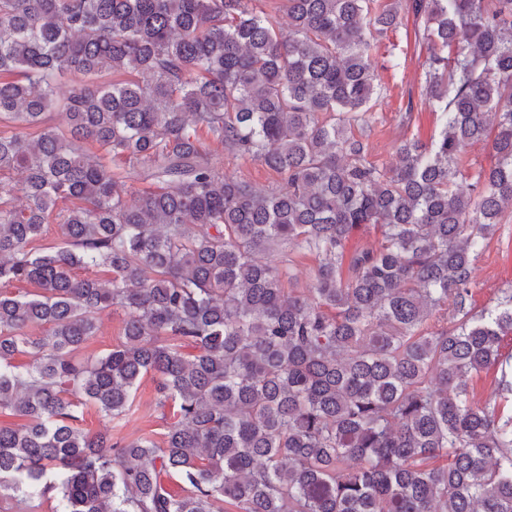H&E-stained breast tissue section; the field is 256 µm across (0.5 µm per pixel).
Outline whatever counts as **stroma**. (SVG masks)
Wrapping results in <instances>:
<instances>
[{
  "label": "stroma",
  "instance_id": "35a3bbf8",
  "mask_svg": "<svg viewBox=\"0 0 512 512\" xmlns=\"http://www.w3.org/2000/svg\"><path fill=\"white\" fill-rule=\"evenodd\" d=\"M373 55L381 67L380 95L368 114L367 125L355 128L354 133L367 142L369 160L388 169L395 162V146L403 135L430 142L439 131V119L433 105L420 95L421 64L427 48L415 38L412 16H404L398 28L377 39ZM396 57L405 59V67L388 68V60ZM408 106L413 109V122L405 128L399 124V114ZM205 149L226 176L242 180L255 190L271 192L281 183L280 177L260 161L234 157L210 142L206 143ZM474 281L472 303L479 309L493 306L501 290L512 286V217L503 220L499 231L479 257ZM124 319L122 311H106L101 317L98 334L76 351V359L91 361L108 352L123 337ZM170 421V416L157 405L156 381L148 375L141 380L126 419L118 423L108 422L95 406L87 405L83 408L79 426L92 434L111 431L116 441L145 437L159 444Z\"/></svg>",
  "mask_w": 512,
  "mask_h": 512
}]
</instances>
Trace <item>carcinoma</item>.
Masks as SVG:
<instances>
[{
    "mask_svg": "<svg viewBox=\"0 0 512 512\" xmlns=\"http://www.w3.org/2000/svg\"><path fill=\"white\" fill-rule=\"evenodd\" d=\"M255 2L0 0V411L24 420L0 426V501L512 512V288L471 301L512 209V0H284L286 35ZM405 13L440 131L383 170L354 127L379 96L369 36ZM201 132L283 185L225 177ZM489 138L496 162L469 173ZM116 161L155 189L127 197ZM54 215L62 243L30 248ZM362 226L381 239L346 263ZM280 246L317 257L308 294L285 287ZM114 307L123 340L77 360ZM491 367L476 404L469 379ZM149 374L173 406L163 444L76 426L86 404L122 420Z\"/></svg>",
    "mask_w": 512,
    "mask_h": 512,
    "instance_id": "1",
    "label": "carcinoma"
}]
</instances>
